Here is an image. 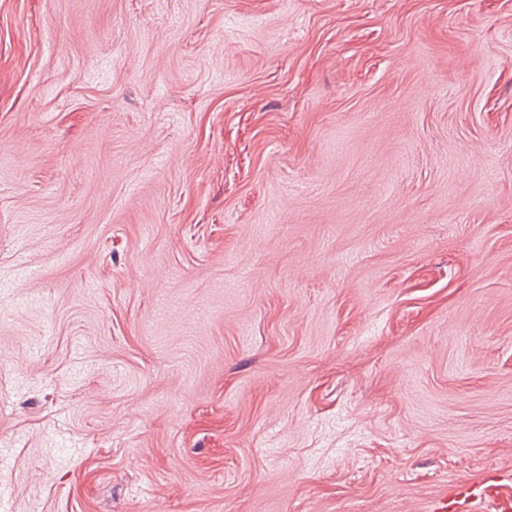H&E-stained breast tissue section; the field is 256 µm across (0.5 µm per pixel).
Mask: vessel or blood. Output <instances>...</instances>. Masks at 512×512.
<instances>
[{
    "label": "vessel or blood",
    "instance_id": "1",
    "mask_svg": "<svg viewBox=\"0 0 512 512\" xmlns=\"http://www.w3.org/2000/svg\"><path fill=\"white\" fill-rule=\"evenodd\" d=\"M463 501L490 504L494 512H512V484L499 473L487 475L477 482H459L444 488L428 512H459V504Z\"/></svg>",
    "mask_w": 512,
    "mask_h": 512
}]
</instances>
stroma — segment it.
<instances>
[{
	"label": "stroma",
	"mask_w": 512,
	"mask_h": 512,
	"mask_svg": "<svg viewBox=\"0 0 512 512\" xmlns=\"http://www.w3.org/2000/svg\"><path fill=\"white\" fill-rule=\"evenodd\" d=\"M0 459V512L512 471V0H0Z\"/></svg>",
	"instance_id": "1"
}]
</instances>
